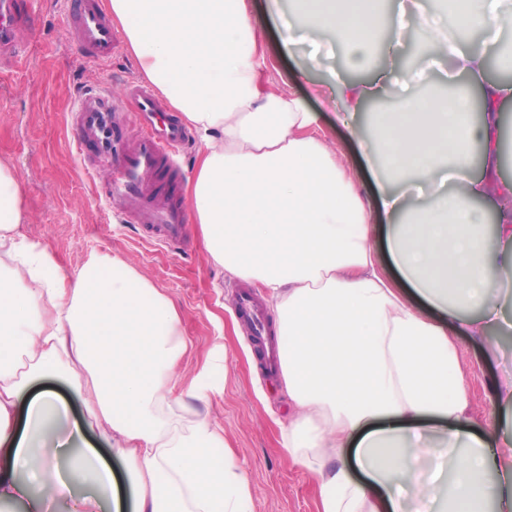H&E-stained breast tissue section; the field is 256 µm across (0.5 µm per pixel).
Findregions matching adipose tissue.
<instances>
[{
  "mask_svg": "<svg viewBox=\"0 0 512 512\" xmlns=\"http://www.w3.org/2000/svg\"><path fill=\"white\" fill-rule=\"evenodd\" d=\"M319 40L350 70L369 65L373 0H295ZM481 41L459 47L430 15L389 13L387 42L418 30L425 54L453 58L478 95H448L386 111L364 136L350 114L393 85L382 70L340 82L338 120L366 158L386 160L401 191L378 180L374 212L335 147L313 133L303 98L267 75L269 58L245 0H104L145 77L194 129L202 151L188 186L212 261L265 289L276 318L292 407L281 443L314 474L320 512H512V419L472 430L455 335L481 342L512 301V210L499 208L495 252L479 199L504 147L500 115L512 86L485 79L486 39L512 25V0H448ZM480 156L482 176L471 173ZM383 217L385 247L370 222ZM19 181L0 164V496L29 512L70 494L99 512L111 470L84 439L111 441L133 512H252L249 480L224 429L199 408L220 388L215 348L180 364L188 342L170 298L126 258H92L74 272L20 230ZM70 375L84 428L62 432L65 405L31 383Z\"/></svg>",
  "mask_w": 512,
  "mask_h": 512,
  "instance_id": "adipose-tissue-1",
  "label": "adipose tissue"
}]
</instances>
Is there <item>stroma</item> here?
Wrapping results in <instances>:
<instances>
[{"label":"stroma","mask_w":512,"mask_h":512,"mask_svg":"<svg viewBox=\"0 0 512 512\" xmlns=\"http://www.w3.org/2000/svg\"><path fill=\"white\" fill-rule=\"evenodd\" d=\"M250 13L264 19L261 31L271 60V77L306 99L318 115L317 134L334 143L347 166L358 165L355 149L336 122V82L354 79L336 44L317 49L297 44L291 56L279 52L280 30L271 15L289 18L295 32L307 30L294 17L289 0H247ZM27 59L13 68L0 58V162L17 175L31 216L21 227L28 237L46 244L68 268L83 267L95 253H119L176 304L189 343L183 366L204 361L215 344H223L225 370L216 380L224 387L208 412L220 419L233 455L250 483L253 512H318L317 482L295 464L279 442L290 405L279 374L268 373L252 336L234 328L238 312L231 302L240 281L227 275L207 254L200 227L187 226V246H166L148 240L143 225L126 222L102 196V189L83 167L97 161L99 151L88 142L82 152L71 146L73 103L88 89L101 86L125 108L120 120L134 126L124 89L141 73L128 43L103 67L87 64L68 27L62 0H41L36 20L25 35ZM382 67L413 75V96L439 98L463 83L453 62L431 70L416 46L395 55L382 54ZM495 354L461 343L460 359L476 429H491L497 412L491 396L497 380L512 376V334L496 339Z\"/></svg>","instance_id":"35a3bbf8"}]
</instances>
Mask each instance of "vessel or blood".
Instances as JSON below:
<instances>
[{"label":"vessel or blood","instance_id":"1","mask_svg":"<svg viewBox=\"0 0 512 512\" xmlns=\"http://www.w3.org/2000/svg\"><path fill=\"white\" fill-rule=\"evenodd\" d=\"M66 15L85 61L103 66L109 63L120 42L110 16L101 11L98 0H65ZM35 0H0V48L20 57L18 39L21 25L32 24ZM127 95L136 104L149 127L146 134L129 138L107 136L106 128L117 105L109 92L89 95L76 103L71 114L76 142L100 140L103 153L88 172L101 178L110 202L118 205L137 223L156 230L160 242L181 244L185 238L186 208L172 187L180 170L172 156L185 143V130L178 116L167 113L150 86L133 81ZM241 320L252 336L263 342V358L277 364V342L264 316L254 311L248 299H237Z\"/></svg>","mask_w":512,"mask_h":512}]
</instances>
